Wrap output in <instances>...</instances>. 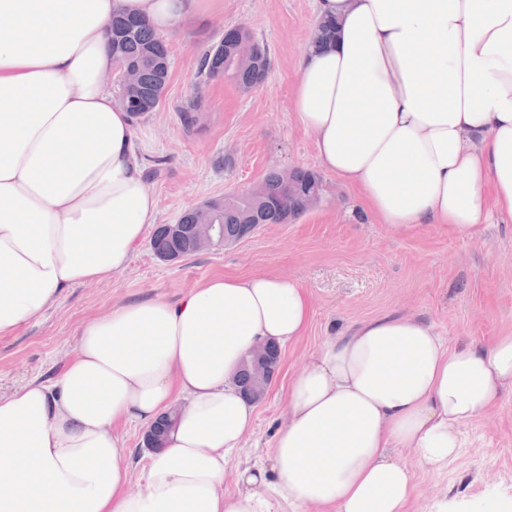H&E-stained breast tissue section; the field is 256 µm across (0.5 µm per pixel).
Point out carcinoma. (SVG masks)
Returning <instances> with one entry per match:
<instances>
[{
  "mask_svg": "<svg viewBox=\"0 0 512 512\" xmlns=\"http://www.w3.org/2000/svg\"><path fill=\"white\" fill-rule=\"evenodd\" d=\"M112 55L116 69L133 71L131 82L121 83L119 101L137 118L154 110L168 78V52L165 41L144 20L136 17L112 18ZM242 40L254 41L251 31L244 25L224 28V36L208 50L200 63V72L210 79L224 78L243 90L259 87L266 79L271 61L266 48L256 46V55L244 60L237 54ZM200 101L192 99L180 112L182 124L193 129L197 126ZM319 176L304 169L278 170L263 180L260 199L241 196L224 203L218 223L222 236L227 240L243 238L249 224H288L308 212L306 200L322 194ZM155 255L175 253L187 257L198 253L194 235L187 233L179 238L170 235L168 225H158L151 238ZM236 383L243 396L254 403L265 397L270 379L257 380L249 358H244L236 374Z\"/></svg>",
  "mask_w": 512,
  "mask_h": 512,
  "instance_id": "carcinoma-1",
  "label": "carcinoma"
}]
</instances>
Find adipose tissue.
Returning a JSON list of instances; mask_svg holds the SVG:
<instances>
[{
    "mask_svg": "<svg viewBox=\"0 0 512 512\" xmlns=\"http://www.w3.org/2000/svg\"><path fill=\"white\" fill-rule=\"evenodd\" d=\"M201 0H0V335L68 288L125 269L157 217L134 123L112 95L113 16L157 33ZM334 38L309 44L291 105L326 171L383 224L469 234L512 218V0H318ZM313 319L292 277L217 276L178 301L114 305L52 380L0 395V512H405L410 454L433 470L512 394V333L448 346L413 315L362 321L288 382L272 494L224 491L254 422L233 378L259 342ZM182 410L133 455L119 422Z\"/></svg>",
    "mask_w": 512,
    "mask_h": 512,
    "instance_id": "1",
    "label": "adipose tissue"
}]
</instances>
